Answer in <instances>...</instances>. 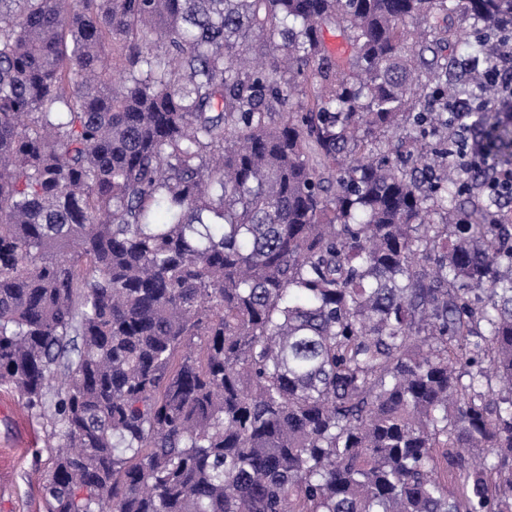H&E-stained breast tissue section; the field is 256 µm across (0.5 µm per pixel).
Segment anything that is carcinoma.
I'll list each match as a JSON object with an SVG mask.
<instances>
[{"instance_id": "obj_1", "label": "carcinoma", "mask_w": 512, "mask_h": 512, "mask_svg": "<svg viewBox=\"0 0 512 512\" xmlns=\"http://www.w3.org/2000/svg\"><path fill=\"white\" fill-rule=\"evenodd\" d=\"M510 39L512 0H0L46 512H512V194L455 109L512 160ZM500 64L484 75L487 83L500 87L501 93L498 98L486 103L485 110L498 109L502 104H512V50L499 51Z\"/></svg>"}]
</instances>
